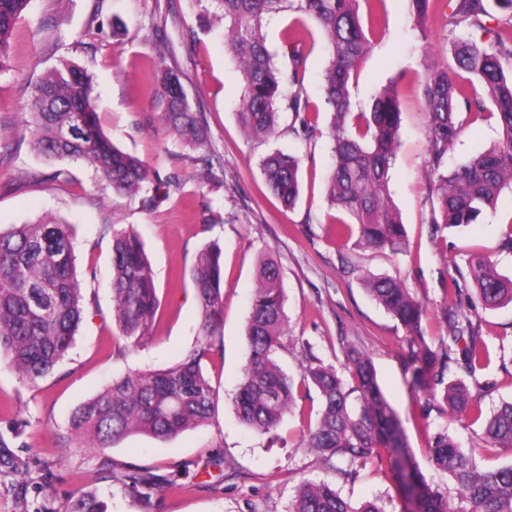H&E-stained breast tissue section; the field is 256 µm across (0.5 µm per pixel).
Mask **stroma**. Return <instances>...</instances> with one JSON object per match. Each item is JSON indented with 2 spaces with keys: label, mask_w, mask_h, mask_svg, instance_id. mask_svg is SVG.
Here are the masks:
<instances>
[{
  "label": "stroma",
  "mask_w": 512,
  "mask_h": 512,
  "mask_svg": "<svg viewBox=\"0 0 512 512\" xmlns=\"http://www.w3.org/2000/svg\"><path fill=\"white\" fill-rule=\"evenodd\" d=\"M447 0H431L422 27H415L407 0H373L361 5L371 42L350 86L355 111L369 110L389 84L398 87L402 112L390 193L407 237L404 250L349 246L339 252L337 212L326 200L331 165L329 116L323 110L322 78L329 50L307 16L283 11L265 24L267 45L286 62V29L309 31L304 85L320 110L321 133L311 141L290 131L291 112H282L275 134L244 136L237 120L242 78L234 57L213 26L211 0H31L9 38L12 69L0 75V232L55 218L72 225L78 277L90 312L64 362L36 386L24 385L0 361V512H60L67 499L97 490L108 512H288L304 480L335 483L355 500L378 498L387 512H411L387 469L368 464L357 478L325 465L302 445L305 422L284 417L268 433L238 419L232 398L243 377L246 325L263 256L281 271L287 327L275 357L298 375L306 351L335 362L341 342L371 354L381 388L398 413L409 447L428 479L453 488L447 473L428 463L436 431L445 428L478 462L492 469L512 464V448H491L483 425L455 421L439 410L425 411V398L407 384L404 364L411 335L368 295L364 273L404 279L423 305L421 331L428 346L448 334L446 316L467 307L474 286L471 254L487 252L498 271L512 278V251L503 240L512 230V189H504L480 223L447 229L429 221L421 171L426 156L423 80L431 65L452 59L446 28ZM71 60L93 76L105 131L124 151L144 160L152 177L176 173L183 190L150 188L152 201L112 192L81 162H51L32 152L21 131L28 86L60 61ZM177 69L196 111L208 128V144L194 150L176 142L164 125L157 64ZM500 139L495 116L462 131L448 152L457 167ZM302 157V188L294 208H284L268 191L261 172L273 150ZM134 230L143 241L160 301L152 336L141 347L119 338L112 320V237L102 225ZM223 251L224 321L203 367L219 393L210 417L168 439L134 433L104 455L71 446L61 450L73 410L128 372L171 366L199 334L200 311L189 273L208 243ZM490 362L469 379L491 412L512 400V303L477 309ZM157 479L150 500L125 492L128 473Z\"/></svg>",
  "instance_id": "35a3bbf8"
}]
</instances>
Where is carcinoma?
<instances>
[{
	"label": "carcinoma",
	"instance_id": "carcinoma-1",
	"mask_svg": "<svg viewBox=\"0 0 512 512\" xmlns=\"http://www.w3.org/2000/svg\"><path fill=\"white\" fill-rule=\"evenodd\" d=\"M369 0H213L224 21V44L237 60L244 92L237 118L251 138H268L286 109L294 114L291 132L305 141L321 133L318 112L304 86L307 57L304 38L288 34V70L279 67L263 33L266 17L294 11L310 17L328 42L329 63L322 95L330 113L332 168L327 201L349 221L336 224L340 248L356 245L402 250L404 225L390 198V170L398 146L402 112L398 90L390 85L373 99L370 110L356 112L349 85L370 49L359 13ZM30 0H0V74L10 70L8 42ZM453 63L428 70L424 86L426 158L423 179L429 223L447 228L479 223L501 191L512 187V0H448ZM495 35L475 39L472 32ZM159 56L158 82L165 104L162 117L184 146L200 149L208 130L194 110L179 73ZM478 83L483 94L469 89ZM494 108L502 143L448 171V151L464 126ZM24 132L39 155L54 161H81L92 167L112 191L137 198L148 193V165L112 143L105 133L92 77L73 62L47 70L30 90ZM261 171L270 192L287 209L300 194L301 160L281 150L267 154ZM112 232V315L119 336L133 347L151 335L159 308L154 277L144 245L132 231ZM70 227L55 220L22 224L0 233V358L28 385L50 374L67 356L85 314V296L75 265ZM476 289L474 306L492 309L512 303V279L498 273L484 255L469 260ZM201 310L195 346L175 364L159 370L129 372L79 406L70 420L68 439L103 454L132 433L167 439L199 426L211 415L218 393L202 362L216 342L224 317L222 250L202 249L192 269ZM258 285L246 327L244 377L233 403L240 421L268 432L296 408L298 385H312L320 397L316 420L303 445L326 461L342 464L353 476L368 463L386 465L405 493L416 499V512H512V465L487 469L474 449L464 447L448 430L436 434L428 462L456 483V494L428 483L408 448L401 420L386 399L371 357L340 339V367L311 354L299 380L288 375L274 354L286 322L285 298L277 262L267 257L257 270ZM366 290L402 327L418 332L420 301L399 279L368 274ZM448 336L440 350L413 341L408 353V383L430 400H440L452 419L483 420L484 440L495 448H512V401L483 417L481 397L465 381L448 376L447 343H464L460 368L469 376L489 362V352L465 311L447 316ZM127 491L149 498L152 477L130 474ZM62 512H108L97 493L73 496ZM288 512H386L374 500L353 501L331 483L306 481Z\"/></svg>",
	"mask_w": 512,
	"mask_h": 512
}]
</instances>
